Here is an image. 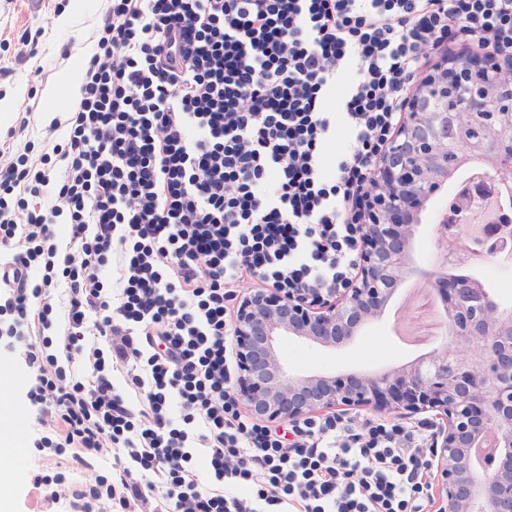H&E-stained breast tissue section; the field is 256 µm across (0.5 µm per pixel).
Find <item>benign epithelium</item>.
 <instances>
[{
    "label": "benign epithelium",
    "mask_w": 512,
    "mask_h": 512,
    "mask_svg": "<svg viewBox=\"0 0 512 512\" xmlns=\"http://www.w3.org/2000/svg\"><path fill=\"white\" fill-rule=\"evenodd\" d=\"M508 71L511 62L471 49L421 74L392 147L372 171L350 286L314 300L247 288L232 321L235 393L270 423L364 407L434 413L440 421L429 448L434 512H512V307L490 298L476 279L430 272L449 330L471 350L445 348L371 376L289 374L279 342L296 336L340 345L380 316L395 287L414 272L409 253L418 215L448 181V147L487 159L505 177L499 187L512 194V99L499 95ZM489 436L494 443L484 452Z\"/></svg>",
    "instance_id": "benign-epithelium-1"
}]
</instances>
